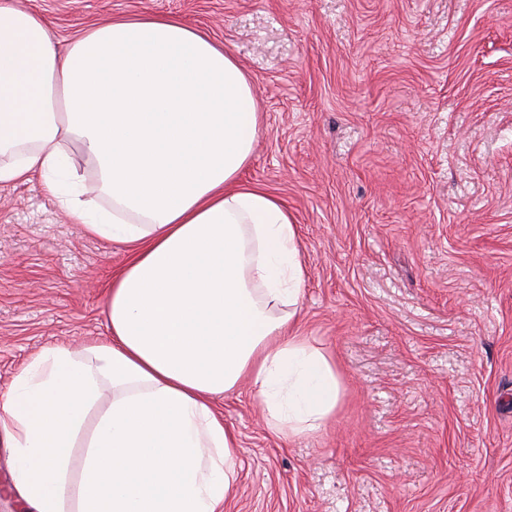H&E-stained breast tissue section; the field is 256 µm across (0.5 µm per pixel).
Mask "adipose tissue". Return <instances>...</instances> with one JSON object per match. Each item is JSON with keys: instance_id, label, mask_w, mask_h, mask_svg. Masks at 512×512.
<instances>
[{"instance_id": "adipose-tissue-1", "label": "adipose tissue", "mask_w": 512, "mask_h": 512, "mask_svg": "<svg viewBox=\"0 0 512 512\" xmlns=\"http://www.w3.org/2000/svg\"><path fill=\"white\" fill-rule=\"evenodd\" d=\"M261 122L239 61L177 16L116 18L63 50L0 0V184L42 177L89 236L130 250L109 336L44 350L0 406L30 512H222L235 444L212 399L245 378L275 428L335 413L333 364L293 331L294 221L241 181ZM72 146L110 211L62 186Z\"/></svg>"}]
</instances>
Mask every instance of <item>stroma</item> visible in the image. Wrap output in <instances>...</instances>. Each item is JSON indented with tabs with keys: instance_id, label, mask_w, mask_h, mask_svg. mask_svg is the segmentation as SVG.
<instances>
[{
	"instance_id": "35a3bbf8",
	"label": "stroma",
	"mask_w": 512,
	"mask_h": 512,
	"mask_svg": "<svg viewBox=\"0 0 512 512\" xmlns=\"http://www.w3.org/2000/svg\"><path fill=\"white\" fill-rule=\"evenodd\" d=\"M60 46L172 14L242 64L264 119L243 182L288 207L295 327L336 366L316 432L217 397L224 512H512V0H21ZM126 245L40 178L0 185V404L43 349L108 334Z\"/></svg>"
}]
</instances>
